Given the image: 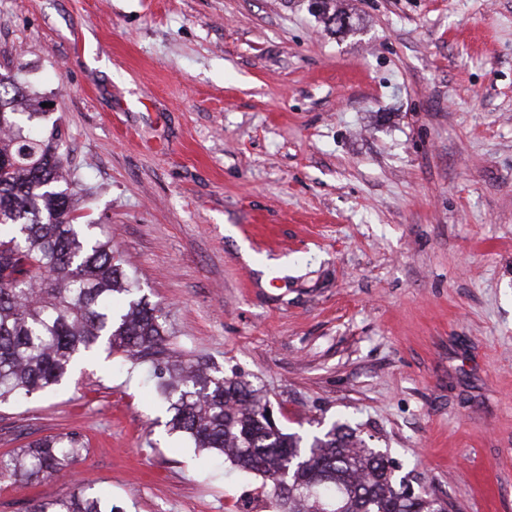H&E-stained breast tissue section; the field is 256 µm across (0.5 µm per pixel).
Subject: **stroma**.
<instances>
[{
	"mask_svg": "<svg viewBox=\"0 0 512 512\" xmlns=\"http://www.w3.org/2000/svg\"><path fill=\"white\" fill-rule=\"evenodd\" d=\"M0 0V69L52 105L79 202L172 348L248 375L284 432L351 425L450 512H512V0ZM248 243L255 269L240 253ZM100 350L0 407V454L78 433L123 512H235L261 481L165 427Z\"/></svg>",
	"mask_w": 512,
	"mask_h": 512,
	"instance_id": "1",
	"label": "stroma"
}]
</instances>
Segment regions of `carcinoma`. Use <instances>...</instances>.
I'll list each match as a JSON object with an SVG mask.
<instances>
[{
  "instance_id": "1",
  "label": "carcinoma",
  "mask_w": 512,
  "mask_h": 512,
  "mask_svg": "<svg viewBox=\"0 0 512 512\" xmlns=\"http://www.w3.org/2000/svg\"><path fill=\"white\" fill-rule=\"evenodd\" d=\"M30 101L18 74L0 73V405L55 390L77 357L105 345L149 361L169 431L261 478L276 512H448V502L397 479L350 426L285 433L250 381L169 350L162 308L141 295L112 238L74 202L58 121L40 102L22 111ZM83 449L75 433L45 437L0 455V477L42 482L71 469ZM27 512L120 508L78 485Z\"/></svg>"
}]
</instances>
